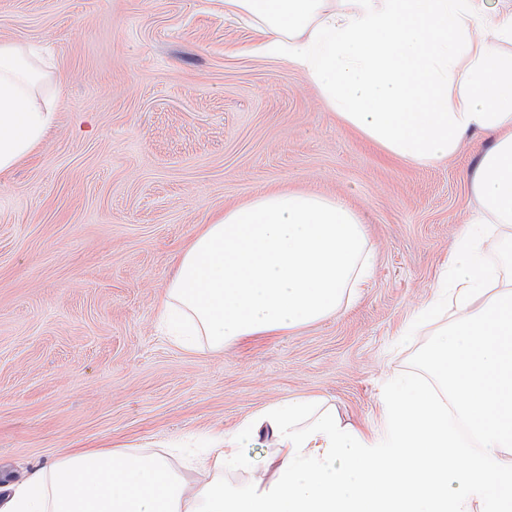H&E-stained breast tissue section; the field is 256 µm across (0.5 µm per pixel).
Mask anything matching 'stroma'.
I'll list each match as a JSON object with an SVG mask.
<instances>
[{
  "mask_svg": "<svg viewBox=\"0 0 512 512\" xmlns=\"http://www.w3.org/2000/svg\"><path fill=\"white\" fill-rule=\"evenodd\" d=\"M259 41L224 0H0V43L40 49L56 112L0 177V473L72 448L163 453L299 397L375 431L388 379L431 378L423 350L448 319L408 328L478 207L468 175L491 137L429 167L394 161ZM273 187L360 214L367 287L292 333L181 349L158 318L173 254ZM273 446L249 448L256 470L225 488L269 487Z\"/></svg>",
  "mask_w": 512,
  "mask_h": 512,
  "instance_id": "1",
  "label": "stroma"
}]
</instances>
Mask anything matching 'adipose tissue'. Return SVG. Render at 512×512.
Wrapping results in <instances>:
<instances>
[{"label":"adipose tissue","mask_w":512,"mask_h":512,"mask_svg":"<svg viewBox=\"0 0 512 512\" xmlns=\"http://www.w3.org/2000/svg\"><path fill=\"white\" fill-rule=\"evenodd\" d=\"M224 15L257 18L262 50L392 158L429 166L464 134H493L470 175L479 207L432 302L457 318L426 351L439 383L388 380L373 432L315 398L267 405L213 433L190 483L139 448L73 450L1 485L0 512H512V278L485 259L492 239L512 253V0H224ZM42 79L31 48L0 43L1 177L55 124ZM373 262L357 212L273 188L203 225L161 318L190 351L286 334L336 314ZM264 431L276 444L271 491L228 492L224 470L253 469L243 447Z\"/></svg>","instance_id":"adipose-tissue-1"}]
</instances>
